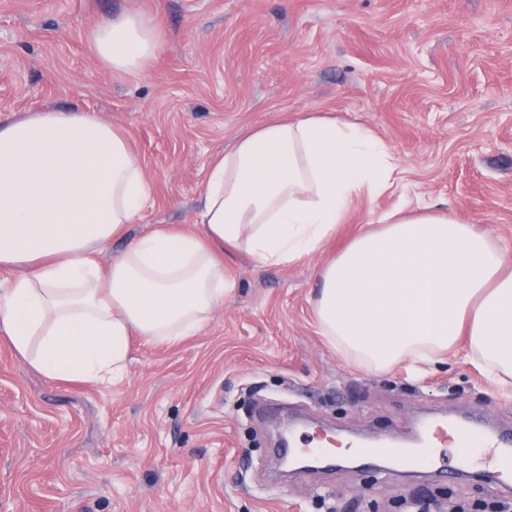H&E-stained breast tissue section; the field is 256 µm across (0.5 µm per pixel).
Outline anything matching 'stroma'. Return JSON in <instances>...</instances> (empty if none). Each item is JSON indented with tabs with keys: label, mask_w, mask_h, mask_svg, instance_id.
Instances as JSON below:
<instances>
[{
	"label": "stroma",
	"mask_w": 512,
	"mask_h": 512,
	"mask_svg": "<svg viewBox=\"0 0 512 512\" xmlns=\"http://www.w3.org/2000/svg\"><path fill=\"white\" fill-rule=\"evenodd\" d=\"M128 13L153 18L162 41L152 68L118 77L90 33ZM72 106L123 130L153 187L104 266L148 231L198 232L209 159L273 118L361 125L397 167L298 263L225 246L232 287L209 323L175 344L134 338L115 384L49 380L0 335V512H405L429 495H493L470 475L338 467L281 481L269 450L294 418L299 448L330 430L410 441L422 418L462 412L512 426V386L467 337L445 363L374 374L315 318L320 270L368 210H450L512 248V0H0V122Z\"/></svg>",
	"instance_id": "1"
}]
</instances>
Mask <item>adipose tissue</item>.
<instances>
[{"label": "adipose tissue", "mask_w": 512, "mask_h": 512, "mask_svg": "<svg viewBox=\"0 0 512 512\" xmlns=\"http://www.w3.org/2000/svg\"><path fill=\"white\" fill-rule=\"evenodd\" d=\"M92 47L116 75L157 57L152 18H107ZM395 163L369 129L319 113L239 134L207 164L197 234L157 230L108 266L96 255L150 200L142 158L94 113L46 108L0 123V335L45 377L110 385L131 338L174 343L199 333L224 301L216 248L267 265L320 249L356 197L392 184ZM320 272L316 320L373 373L431 363L467 335L493 379L512 378V253L457 215L430 206L370 213Z\"/></svg>", "instance_id": "1"}]
</instances>
